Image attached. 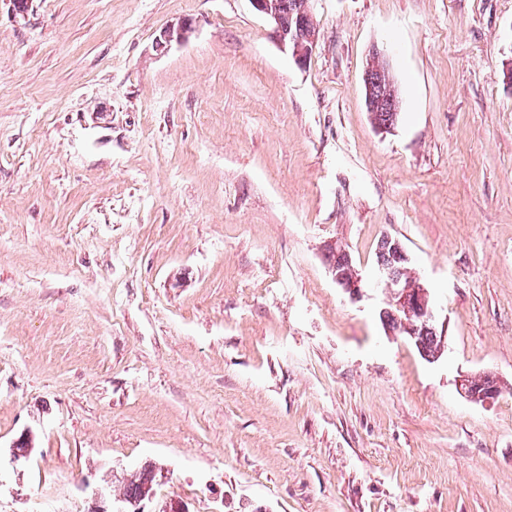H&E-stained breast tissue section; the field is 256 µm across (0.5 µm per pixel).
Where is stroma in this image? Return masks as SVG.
Here are the masks:
<instances>
[{
    "instance_id": "obj_1",
    "label": "stroma",
    "mask_w": 512,
    "mask_h": 512,
    "mask_svg": "<svg viewBox=\"0 0 512 512\" xmlns=\"http://www.w3.org/2000/svg\"><path fill=\"white\" fill-rule=\"evenodd\" d=\"M310 3L301 66L249 0H0V512H512V0ZM387 237L435 360L332 277ZM191 32L190 24L186 22L174 23L166 26L156 41L157 47L167 49L172 43H182ZM376 81L372 83L371 95L378 102V108L382 112H374L375 119L379 122H374L375 127L383 133L391 131L397 123V114H394L392 121L385 122L391 118V112H399V109L393 107L390 112H387L395 103L400 104L397 96L396 89L390 79L389 71H383L382 74L375 75ZM385 122V123H380ZM155 476L149 466L142 467L135 474L131 475L126 484L122 496L126 499H138L126 501L122 497L112 500L110 508H97V512H146L143 502L152 499L153 493L147 497H142L146 492L153 489ZM142 497V498H141ZM140 498V499H139Z\"/></svg>"
}]
</instances>
